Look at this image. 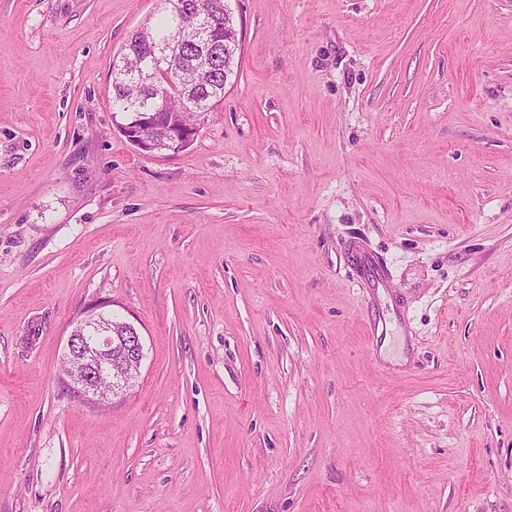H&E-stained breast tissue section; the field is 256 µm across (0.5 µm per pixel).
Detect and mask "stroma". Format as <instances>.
<instances>
[{"instance_id":"obj_1","label":"stroma","mask_w":512,"mask_h":512,"mask_svg":"<svg viewBox=\"0 0 512 512\" xmlns=\"http://www.w3.org/2000/svg\"><path fill=\"white\" fill-rule=\"evenodd\" d=\"M230 7L160 157L112 124L155 0H0V512H512V0ZM101 298L106 407L58 383ZM112 306L114 302L107 298L87 306L72 322L66 338L64 362L76 360L79 366L66 372L60 382L83 403H108L112 396L127 394L140 374L145 357L143 338L134 321L115 317ZM117 319L132 336H112ZM116 341L124 354L121 358L116 356ZM103 380L107 381L105 389L101 386Z\"/></svg>"}]
</instances>
